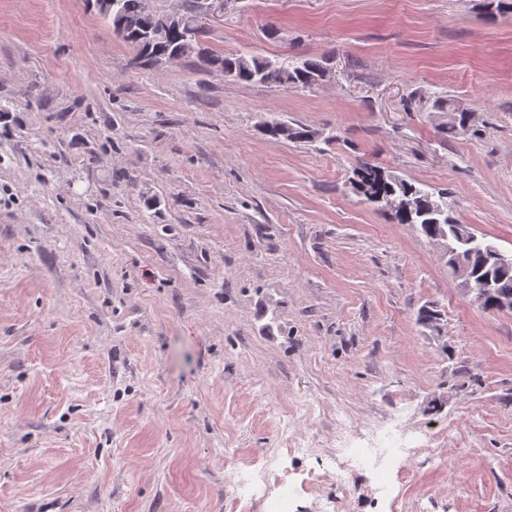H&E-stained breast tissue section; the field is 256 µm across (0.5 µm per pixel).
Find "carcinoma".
<instances>
[{
    "instance_id": "obj_1",
    "label": "carcinoma",
    "mask_w": 512,
    "mask_h": 512,
    "mask_svg": "<svg viewBox=\"0 0 512 512\" xmlns=\"http://www.w3.org/2000/svg\"><path fill=\"white\" fill-rule=\"evenodd\" d=\"M486 13L491 18L512 14V0H487ZM112 27L121 28L123 40L133 47L137 56L161 54L166 50L179 49L184 56H196V66L203 71L216 70L226 77L240 82H269L280 84L309 85L310 77L325 71L323 62L306 58L294 65L280 69L271 60L257 55H220L204 53L199 49L203 27L193 12L186 14L180 28L170 26L168 14L151 6V0H119L118 12L112 16ZM432 109L444 115L437 124V132L443 139L467 134L473 127L471 110L462 107L446 95L436 96ZM265 135L298 142H312L318 133L306 127L282 126L265 131ZM351 188L358 194H390L392 192L410 198L414 207L408 213L394 212L392 218L399 224H421L422 232L429 237L457 223L453 216V205L444 191H427L424 185L402 178L391 179V174L369 161L360 160L353 168L349 180ZM469 266L476 278H492L498 290L512 296V265L501 266L490 252L477 246L471 248Z\"/></svg>"
}]
</instances>
